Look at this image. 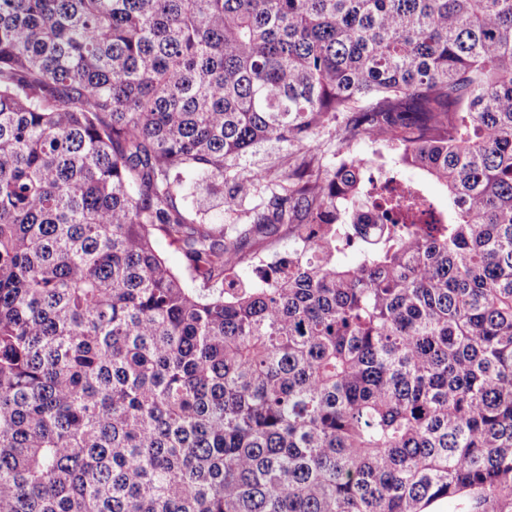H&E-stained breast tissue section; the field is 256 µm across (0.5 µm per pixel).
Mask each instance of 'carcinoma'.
Listing matches in <instances>:
<instances>
[{"mask_svg": "<svg viewBox=\"0 0 512 512\" xmlns=\"http://www.w3.org/2000/svg\"><path fill=\"white\" fill-rule=\"evenodd\" d=\"M443 500L512 512V0H0V512ZM400 174L405 178L412 179L420 184L427 196L440 209H446L448 204L447 193L444 187L433 179L425 178L418 170L402 168ZM289 247H291V238L286 225L269 237H251L245 246L246 259L235 268V275L251 281L257 279L259 259L272 251L287 250ZM286 261H288V253L284 255L280 252H272L266 260H263L259 268L266 273L268 283L272 282L273 269ZM155 247L159 254L166 260L168 265L183 279L189 288H200L198 281H192L186 267L182 249L170 239L163 236H155Z\"/></svg>", "mask_w": 512, "mask_h": 512, "instance_id": "1", "label": "carcinoma"}]
</instances>
